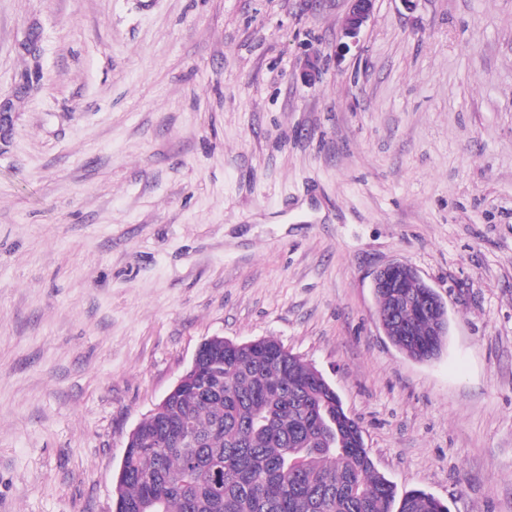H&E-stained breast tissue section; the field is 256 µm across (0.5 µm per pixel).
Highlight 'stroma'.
<instances>
[{
    "label": "stroma",
    "mask_w": 512,
    "mask_h": 512,
    "mask_svg": "<svg viewBox=\"0 0 512 512\" xmlns=\"http://www.w3.org/2000/svg\"><path fill=\"white\" fill-rule=\"evenodd\" d=\"M348 7L0 0V512H112L213 336L313 364L398 491L512 512V0H376L340 59ZM392 262L435 360L377 321Z\"/></svg>",
    "instance_id": "35a3bbf8"
}]
</instances>
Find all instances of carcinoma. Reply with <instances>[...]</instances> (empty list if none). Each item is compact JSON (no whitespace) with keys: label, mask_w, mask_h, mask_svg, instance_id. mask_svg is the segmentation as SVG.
I'll return each instance as SVG.
<instances>
[{"label":"carcinoma","mask_w":512,"mask_h":512,"mask_svg":"<svg viewBox=\"0 0 512 512\" xmlns=\"http://www.w3.org/2000/svg\"><path fill=\"white\" fill-rule=\"evenodd\" d=\"M400 291L436 295L412 279L375 290L388 337L420 360L445 337ZM193 374L138 425L113 512H449L424 491L398 493L322 373L276 339L210 338Z\"/></svg>","instance_id":"cac0c4a2"}]
</instances>
